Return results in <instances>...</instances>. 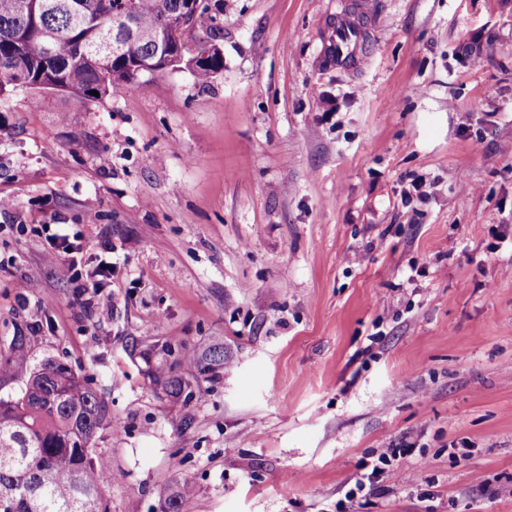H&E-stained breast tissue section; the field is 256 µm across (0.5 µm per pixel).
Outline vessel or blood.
<instances>
[{
    "label": "vessel or blood",
    "mask_w": 512,
    "mask_h": 512,
    "mask_svg": "<svg viewBox=\"0 0 512 512\" xmlns=\"http://www.w3.org/2000/svg\"><path fill=\"white\" fill-rule=\"evenodd\" d=\"M372 0L361 11L337 13L323 36L322 57L328 66L351 71L360 67L367 41V24L362 17L373 14Z\"/></svg>",
    "instance_id": "vessel-or-blood-1"
}]
</instances>
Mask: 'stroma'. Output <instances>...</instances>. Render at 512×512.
I'll return each instance as SVG.
<instances>
[{
	"mask_svg": "<svg viewBox=\"0 0 512 512\" xmlns=\"http://www.w3.org/2000/svg\"><path fill=\"white\" fill-rule=\"evenodd\" d=\"M222 0L224 68L0 96V343L83 377L112 512H512V0ZM432 197L404 204L411 176ZM80 236L98 297L46 258ZM30 281L29 296L18 284ZM188 379L171 396L155 379ZM373 0H367L359 11L336 12V19L327 27L323 36L322 57L329 67L351 71L360 67L367 41V22L373 15ZM382 447L378 456L370 464L364 465L363 469L366 472L355 478L354 487L349 488L345 492L344 499L346 502H352L358 498V495L366 497L373 494L374 490H376L375 484L380 479V476L388 472L387 467L390 466L392 459L397 457L399 450L398 448H393L391 444Z\"/></svg>",
	"mask_w": 512,
	"mask_h": 512,
	"instance_id": "obj_1",
	"label": "stroma"
}]
</instances>
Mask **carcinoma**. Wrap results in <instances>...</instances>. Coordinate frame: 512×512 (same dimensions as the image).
Masks as SVG:
<instances>
[{
	"mask_svg": "<svg viewBox=\"0 0 512 512\" xmlns=\"http://www.w3.org/2000/svg\"><path fill=\"white\" fill-rule=\"evenodd\" d=\"M122 0H0V95L19 87L49 107L59 93L103 97L112 86L145 74L188 66L200 83L224 69V53L200 42L198 55L163 52L158 43L169 17L186 0H134L119 51L112 29ZM209 5L188 11L187 39L214 28ZM50 52L41 54L42 46ZM29 337L0 348V512H110L98 484L93 441L112 424L98 395L66 365L29 357Z\"/></svg>",
	"mask_w": 512,
	"mask_h": 512,
	"instance_id": "cac0c4a2",
	"label": "carcinoma"
}]
</instances>
